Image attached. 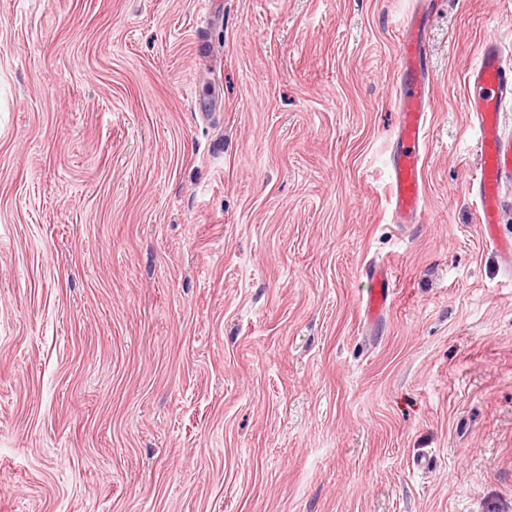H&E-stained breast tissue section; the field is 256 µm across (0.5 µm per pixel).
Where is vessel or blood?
<instances>
[{
	"label": "vessel or blood",
	"instance_id": "vessel-or-blood-1",
	"mask_svg": "<svg viewBox=\"0 0 512 512\" xmlns=\"http://www.w3.org/2000/svg\"><path fill=\"white\" fill-rule=\"evenodd\" d=\"M432 5V0H419L404 22L398 44L396 146L389 159V204L397 224L422 223L425 211L421 158L430 133L432 78L427 25ZM465 87L469 110L480 132V166L472 183L480 205L478 221L504 262L511 263L512 239H501L497 228L506 194L512 190V138L501 132L503 116L512 108V66L506 64L496 35L485 37L479 60L466 72ZM366 278L365 315L374 322L387 313L393 288L383 264L369 265Z\"/></svg>",
	"mask_w": 512,
	"mask_h": 512
}]
</instances>
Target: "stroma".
Instances as JSON below:
<instances>
[{
  "mask_svg": "<svg viewBox=\"0 0 512 512\" xmlns=\"http://www.w3.org/2000/svg\"><path fill=\"white\" fill-rule=\"evenodd\" d=\"M414 3L0 0V512H512L464 83L512 0H436L401 227ZM432 1L419 0V7L404 21L398 44L397 137L389 159V204L395 224L422 223L425 211L421 158L430 133L432 78L427 25ZM368 288L365 298V315L369 322L381 319L388 311L393 288L384 264L374 263L367 267Z\"/></svg>",
  "mask_w": 512,
  "mask_h": 512,
  "instance_id": "1",
  "label": "stroma"
}]
</instances>
